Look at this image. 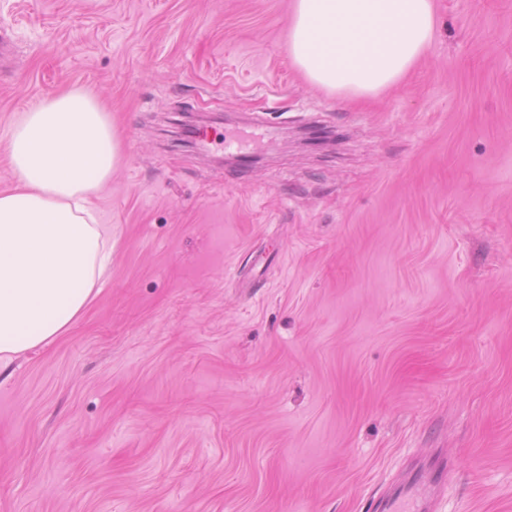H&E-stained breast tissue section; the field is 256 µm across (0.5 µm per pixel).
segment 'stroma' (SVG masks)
I'll use <instances>...</instances> for the list:
<instances>
[{"label": "stroma", "instance_id": "1", "mask_svg": "<svg viewBox=\"0 0 512 512\" xmlns=\"http://www.w3.org/2000/svg\"><path fill=\"white\" fill-rule=\"evenodd\" d=\"M435 4L347 99L292 66L291 0H0V192L45 98L121 143L111 271L0 369V512H369L438 454L432 512H512V0ZM180 112L224 121L196 151Z\"/></svg>", "mask_w": 512, "mask_h": 512}]
</instances>
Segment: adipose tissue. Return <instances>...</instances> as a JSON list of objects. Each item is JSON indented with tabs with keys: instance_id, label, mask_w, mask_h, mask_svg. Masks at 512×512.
<instances>
[{
	"instance_id": "obj_1",
	"label": "adipose tissue",
	"mask_w": 512,
	"mask_h": 512,
	"mask_svg": "<svg viewBox=\"0 0 512 512\" xmlns=\"http://www.w3.org/2000/svg\"><path fill=\"white\" fill-rule=\"evenodd\" d=\"M436 32L433 0H292L288 57L308 82L349 97L402 79ZM14 190L0 193V363L65 335L112 264L92 198L120 143L101 103L75 88L19 113Z\"/></svg>"
}]
</instances>
